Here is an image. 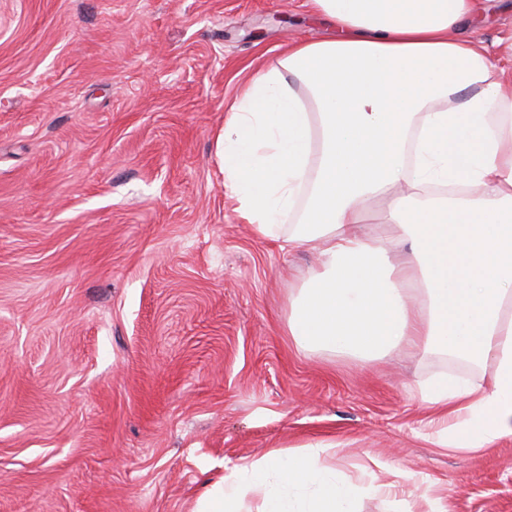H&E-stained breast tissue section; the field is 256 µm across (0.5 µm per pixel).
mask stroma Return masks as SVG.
I'll return each instance as SVG.
<instances>
[{
    "label": "stroma",
    "mask_w": 512,
    "mask_h": 512,
    "mask_svg": "<svg viewBox=\"0 0 512 512\" xmlns=\"http://www.w3.org/2000/svg\"><path fill=\"white\" fill-rule=\"evenodd\" d=\"M306 0H0V512H194L228 468L333 443L357 512H512V437L438 445L420 387L491 366L301 350L312 253L226 196V108L294 39ZM471 35L512 67V8Z\"/></svg>",
    "instance_id": "1"
}]
</instances>
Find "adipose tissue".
Returning a JSON list of instances; mask_svg holds the SVG:
<instances>
[{
    "mask_svg": "<svg viewBox=\"0 0 512 512\" xmlns=\"http://www.w3.org/2000/svg\"><path fill=\"white\" fill-rule=\"evenodd\" d=\"M335 34L298 40L259 72L215 140L224 185L260 236L317 263L289 300L308 352L363 363L415 347L492 363L421 396L443 445L512 436V74L465 35L484 0H310ZM376 200L396 240L367 222ZM329 445L236 465L196 512H356Z\"/></svg>",
    "mask_w": 512,
    "mask_h": 512,
    "instance_id": "obj_1",
    "label": "adipose tissue"
}]
</instances>
